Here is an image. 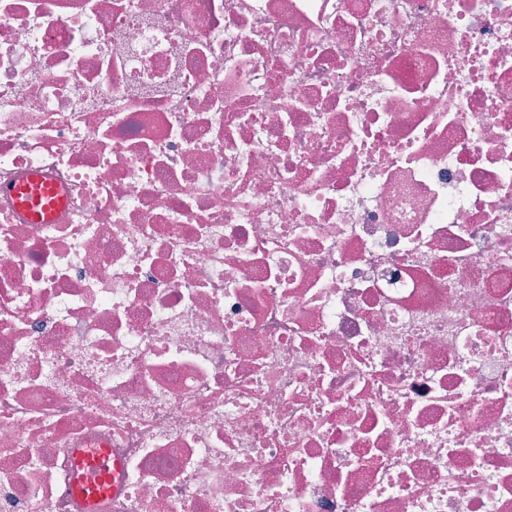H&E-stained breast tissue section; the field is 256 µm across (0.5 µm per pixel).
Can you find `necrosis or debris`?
<instances>
[{"label":"necrosis or debris","mask_w":512,"mask_h":512,"mask_svg":"<svg viewBox=\"0 0 512 512\" xmlns=\"http://www.w3.org/2000/svg\"><path fill=\"white\" fill-rule=\"evenodd\" d=\"M99 450L93 512H512V0H0V512ZM10 193L38 223L48 221L64 201L63 194L57 188L39 177L27 186H14Z\"/></svg>","instance_id":"1"}]
</instances>
